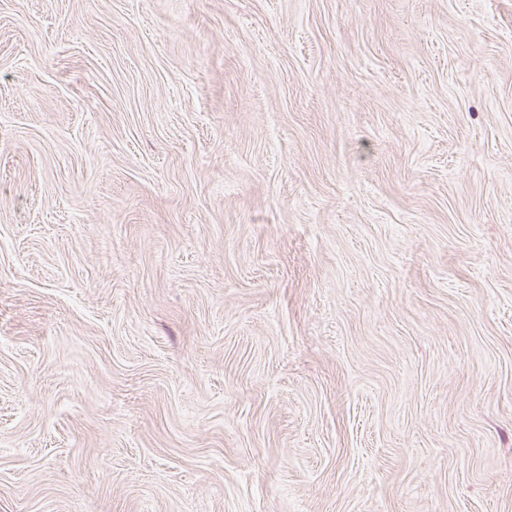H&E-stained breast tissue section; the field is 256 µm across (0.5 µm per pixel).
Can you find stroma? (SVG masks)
I'll return each instance as SVG.
<instances>
[{
    "label": "stroma",
    "instance_id": "obj_1",
    "mask_svg": "<svg viewBox=\"0 0 512 512\" xmlns=\"http://www.w3.org/2000/svg\"><path fill=\"white\" fill-rule=\"evenodd\" d=\"M0 512H512V0H0Z\"/></svg>",
    "mask_w": 512,
    "mask_h": 512
}]
</instances>
